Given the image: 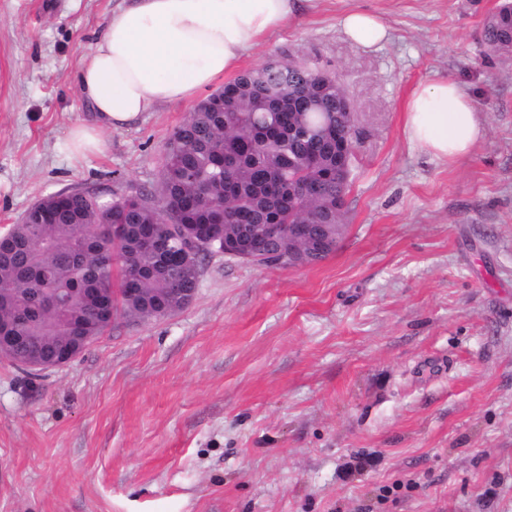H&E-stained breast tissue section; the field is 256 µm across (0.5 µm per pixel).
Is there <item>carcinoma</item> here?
Here are the masks:
<instances>
[{
	"mask_svg": "<svg viewBox=\"0 0 512 512\" xmlns=\"http://www.w3.org/2000/svg\"><path fill=\"white\" fill-rule=\"evenodd\" d=\"M487 57L512 58V4L488 15ZM334 77L280 63L245 70L208 94L163 148L158 186L63 190L30 206L0 240L3 355L50 363L75 336L102 335L118 312L173 314L195 296L204 259L240 225L313 224L330 236L347 184L336 133L351 122Z\"/></svg>",
	"mask_w": 512,
	"mask_h": 512,
	"instance_id": "1",
	"label": "carcinoma"
}]
</instances>
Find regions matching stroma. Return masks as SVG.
Here are the masks:
<instances>
[{
	"instance_id": "obj_1",
	"label": "stroma",
	"mask_w": 512,
	"mask_h": 512,
	"mask_svg": "<svg viewBox=\"0 0 512 512\" xmlns=\"http://www.w3.org/2000/svg\"><path fill=\"white\" fill-rule=\"evenodd\" d=\"M119 0H0V225L42 197L156 186L195 106L164 104L72 157L76 89ZM499 0H303L241 69L328 72L358 131L345 231L310 267L207 257L193 301L117 315L73 362L0 356V512H512V60ZM360 9L387 27L351 44ZM448 78L485 134L448 163L403 105ZM482 42L488 58H512V4L502 3L486 17ZM339 26L349 41L356 46H369L382 41L387 29L375 15L352 10L339 19Z\"/></svg>"
}]
</instances>
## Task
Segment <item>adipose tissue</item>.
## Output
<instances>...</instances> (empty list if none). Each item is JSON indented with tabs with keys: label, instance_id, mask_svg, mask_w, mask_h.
<instances>
[{
	"label": "adipose tissue",
	"instance_id": "obj_1",
	"mask_svg": "<svg viewBox=\"0 0 512 512\" xmlns=\"http://www.w3.org/2000/svg\"><path fill=\"white\" fill-rule=\"evenodd\" d=\"M299 0H122L89 45L77 88L94 114L72 131L69 150L101 152L106 134L162 103L195 96L296 13ZM349 41L369 46L387 29L375 15L352 10L339 20ZM411 143L456 161L484 132L472 97L453 80L417 85L403 108Z\"/></svg>",
	"mask_w": 512,
	"mask_h": 512
}]
</instances>
